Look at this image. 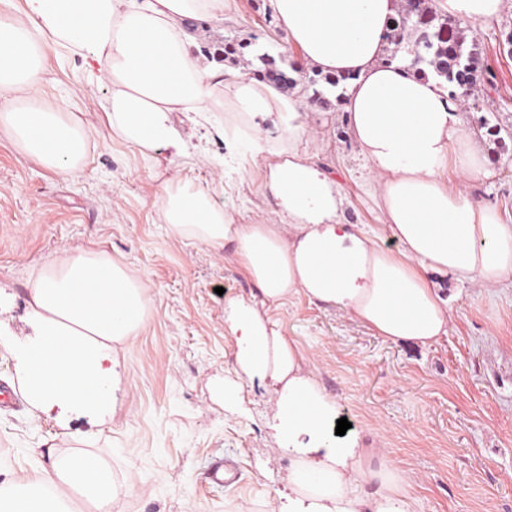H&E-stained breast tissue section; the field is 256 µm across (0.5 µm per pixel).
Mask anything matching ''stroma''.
Returning <instances> with one entry per match:
<instances>
[{
    "label": "stroma",
    "mask_w": 512,
    "mask_h": 512,
    "mask_svg": "<svg viewBox=\"0 0 512 512\" xmlns=\"http://www.w3.org/2000/svg\"><path fill=\"white\" fill-rule=\"evenodd\" d=\"M266 6L237 0L230 19L190 22L200 64L222 67L215 51L228 39L254 38L295 57ZM467 33L495 75L493 86L471 91L462 112L488 158L487 175L468 185L512 224V0ZM108 93L88 91L80 57L48 49L44 106L70 113L94 140L77 176L43 168L0 129V330L33 338L31 278L79 249L120 262L147 284L145 320L119 347L124 368L110 417L41 414L10 349L0 347V387L10 392L0 403V470L36 480L52 448L98 459L122 491L121 512H271L292 461L266 426L270 392L243 378L224 328L227 300L257 288L223 254L173 237L159 202L168 184L187 179L234 220L261 223L273 204L264 171L245 156L226 162L220 136L188 156L141 154L109 134L101 106ZM305 122L311 157L336 173L346 196L341 222L377 227L366 163L343 110L320 107ZM438 282L449 330L426 346L384 340L302 295L267 313L310 358L366 447L398 465L420 512H512V275L489 288ZM228 381L238 386L230 399ZM217 461L234 468V481L210 480Z\"/></svg>",
    "instance_id": "stroma-1"
}]
</instances>
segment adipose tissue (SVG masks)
<instances>
[{
  "mask_svg": "<svg viewBox=\"0 0 512 512\" xmlns=\"http://www.w3.org/2000/svg\"><path fill=\"white\" fill-rule=\"evenodd\" d=\"M504 2L437 0L442 12L471 24L495 19ZM268 8L300 49V64L354 74L344 102L349 131L376 182L371 200L396 250L382 247L376 231L338 221L340 183L307 152L308 101L194 58L185 21L232 16L236 0H24L21 15L0 14V127L49 171L83 169L89 134L40 98L53 45L82 58L90 89L110 86L108 128L141 153L168 146L188 153L169 125L173 112L221 106L247 119V139L228 143V156L246 153L261 163L275 222L235 223L187 182L166 188L161 212L178 238L217 252L233 246L235 262L262 295L229 301L224 327L241 373L273 386L272 428L293 462L276 512H419L395 464L364 467L368 450L359 432L336 435L337 401L298 344L274 329L265 306L302 294L383 338L428 345L447 335L450 321L429 273L482 288L497 284L512 273V224L460 185L486 174L488 161L458 100L406 64L382 63L395 0H268ZM266 119L272 128L263 127ZM274 129L287 146H276ZM29 296L38 337L18 358L33 407L44 414L62 406L107 409L117 347L144 322L145 283L115 260L80 250L39 271ZM368 484L375 492H365ZM75 493L92 512H117L111 474L85 454L52 455L33 485L1 476L0 512H36L42 499L46 512H68Z\"/></svg>",
  "mask_w": 512,
  "mask_h": 512,
  "instance_id": "obj_1",
  "label": "adipose tissue"
}]
</instances>
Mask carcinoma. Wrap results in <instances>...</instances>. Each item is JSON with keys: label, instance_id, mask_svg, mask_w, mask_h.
Segmentation results:
<instances>
[{"label": "carcinoma", "instance_id": "carcinoma-1", "mask_svg": "<svg viewBox=\"0 0 512 512\" xmlns=\"http://www.w3.org/2000/svg\"><path fill=\"white\" fill-rule=\"evenodd\" d=\"M384 39L392 45V53L385 57V63L408 60L417 75L432 76L447 83L453 97L456 91L469 92L486 79L487 71L480 69L478 55L466 48L467 36L457 24L433 9L432 0H405V5L392 18ZM254 58L259 63L251 70L255 78L282 89L293 85L288 70L279 65L283 55L264 50ZM353 79L349 73L331 75L316 71L308 78L310 98L324 108L330 105L324 91L317 88L322 83L327 89L337 91L336 102L340 103Z\"/></svg>", "mask_w": 512, "mask_h": 512}]
</instances>
